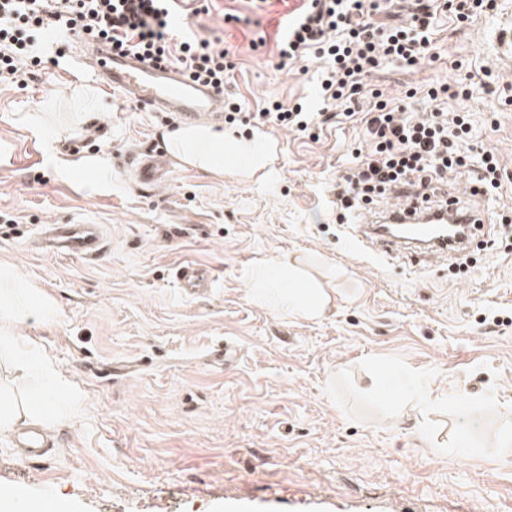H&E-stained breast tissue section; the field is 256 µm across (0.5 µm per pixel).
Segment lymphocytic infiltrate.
Returning a JSON list of instances; mask_svg holds the SVG:
<instances>
[{"instance_id":"f902f5d3","label":"lymphocytic infiltrate","mask_w":512,"mask_h":512,"mask_svg":"<svg viewBox=\"0 0 512 512\" xmlns=\"http://www.w3.org/2000/svg\"><path fill=\"white\" fill-rule=\"evenodd\" d=\"M171 0H0V84L26 87L47 61L43 47L48 32L59 36L56 57H64L80 39L104 42L156 66L174 67L223 92L224 120L303 132L315 114L302 104L273 100L253 116L243 115L228 86L235 68L221 39L185 33L176 21ZM494 0H404L407 20L390 25L378 18V0H299L280 43L282 63L320 60L319 97L325 108L359 120L364 145L354 149L353 165L336 183V219L380 203L393 190L407 186L425 207L449 173L468 177L471 195L502 188L511 175L492 152L472 163L467 145L472 125L467 113L447 115L404 111L369 89L371 75L393 62L416 68L435 61L439 42L434 23L449 11L459 21L472 10L493 7ZM372 96L369 109L359 99Z\"/></svg>"}]
</instances>
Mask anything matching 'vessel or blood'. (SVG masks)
Listing matches in <instances>:
<instances>
[{
	"label": "vessel or blood",
	"instance_id": "obj_1",
	"mask_svg": "<svg viewBox=\"0 0 512 512\" xmlns=\"http://www.w3.org/2000/svg\"><path fill=\"white\" fill-rule=\"evenodd\" d=\"M83 47L93 74L130 97L140 109L174 112L186 123L223 120V96L215 89L187 80L177 69L149 67L134 56L115 54L96 41H85ZM136 170L142 182H152L167 175L170 163L162 153L148 152L137 159ZM485 224L483 215L466 209L459 197H449L447 206L427 212L411 194L402 193L395 203L375 212L366 223L356 225L354 237L358 243L385 252L404 251L413 254L415 260L428 261L469 251ZM37 243L39 251L45 253L94 260L105 248V237L101 225L69 220L42 225ZM178 279L189 294L212 284L209 270L192 262L180 266ZM15 444L32 457L42 456L46 446L35 429L22 431Z\"/></svg>",
	"mask_w": 512,
	"mask_h": 512
}]
</instances>
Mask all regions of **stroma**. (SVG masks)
Instances as JSON below:
<instances>
[{
	"mask_svg": "<svg viewBox=\"0 0 512 512\" xmlns=\"http://www.w3.org/2000/svg\"><path fill=\"white\" fill-rule=\"evenodd\" d=\"M289 11L284 0H212L187 18L235 53L229 89L243 111L271 97L318 104L315 72L278 67ZM510 17L512 0L463 23L439 17V60L389 65L371 82L429 112L422 85L462 63L470 95L442 109L469 113L474 143L512 174V53L500 44ZM78 55L26 89L0 84V214L14 218L0 223V265L52 303L23 332L78 396L46 426L45 456H20L14 435H0V487L53 495L68 512H512V455L499 446L512 439V326L490 323L512 315V226L501 221L512 188L472 197L467 176L449 174V194L488 213L483 236L499 241L455 269L357 246L362 214L337 223L336 178L364 138L343 116L314 138L267 129L273 162L256 175L175 159L163 184H146L134 157L166 149L156 136L180 119L78 73ZM82 158L102 161L105 181L65 169ZM53 218L102 225L106 252L34 251ZM290 258L333 297L324 317L252 300L251 271ZM186 261L211 271V288L183 292ZM227 343L236 357L214 360ZM0 385L25 404L46 391L1 349Z\"/></svg>",
	"mask_w": 512,
	"mask_h": 512,
	"instance_id": "obj_1",
	"label": "stroma"
}]
</instances>
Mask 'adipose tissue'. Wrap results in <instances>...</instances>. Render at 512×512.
<instances>
[{
  "mask_svg": "<svg viewBox=\"0 0 512 512\" xmlns=\"http://www.w3.org/2000/svg\"><path fill=\"white\" fill-rule=\"evenodd\" d=\"M171 152L183 163L212 175L227 170L256 172L267 165L268 153L263 140L237 141L206 125L181 127L167 135ZM254 296L273 307L298 313L313 320L325 314L330 298L321 288L307 287L298 277L293 263L266 265L257 279ZM33 292L18 283L0 297V345L33 360L40 376L58 380L53 362L40 354L22 333L23 324L13 313L17 303L29 302Z\"/></svg>",
  "mask_w": 512,
  "mask_h": 512,
  "instance_id": "1",
  "label": "adipose tissue"
}]
</instances>
